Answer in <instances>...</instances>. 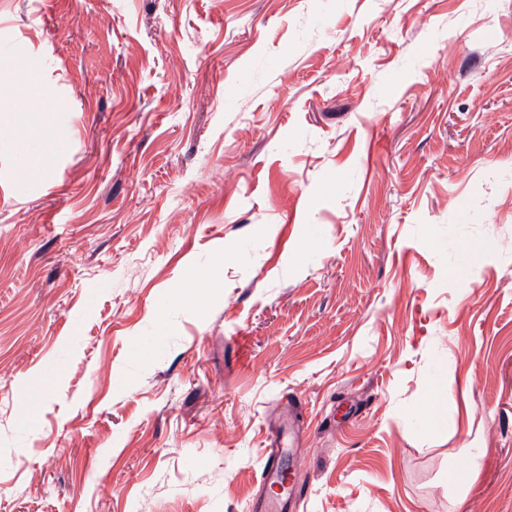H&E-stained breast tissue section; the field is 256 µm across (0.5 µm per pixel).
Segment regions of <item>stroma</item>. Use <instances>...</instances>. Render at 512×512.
<instances>
[{
	"label": "stroma",
	"instance_id": "1",
	"mask_svg": "<svg viewBox=\"0 0 512 512\" xmlns=\"http://www.w3.org/2000/svg\"><path fill=\"white\" fill-rule=\"evenodd\" d=\"M0 512H512V0H0ZM476 449L469 469L459 448ZM281 417L290 418L292 427L286 428L279 423L271 428L268 436V448H265L262 464L259 471L258 482L263 487H283V490L273 497H260L252 501L248 511L252 512H288V506L296 504L298 500L303 501L308 490L302 485L294 482L288 483L285 478L284 466L287 455L294 454L296 449L301 448L305 428L303 423L296 420L300 409L298 397L292 393L286 394L282 399Z\"/></svg>",
	"mask_w": 512,
	"mask_h": 512
}]
</instances>
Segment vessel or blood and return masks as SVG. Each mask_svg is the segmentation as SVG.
I'll return each instance as SVG.
<instances>
[{
    "mask_svg": "<svg viewBox=\"0 0 512 512\" xmlns=\"http://www.w3.org/2000/svg\"><path fill=\"white\" fill-rule=\"evenodd\" d=\"M300 401L294 394H286L283 398L282 415L292 419V426L282 424L271 428L268 446L264 451L258 481L265 487H279L280 492L273 497H260L252 501L250 512H288L291 504L304 500L308 491L305 487L287 481L284 466L287 455L303 444L305 428L297 422Z\"/></svg>",
    "mask_w": 512,
    "mask_h": 512,
    "instance_id": "b4317fda",
    "label": "vessel or blood"
}]
</instances>
